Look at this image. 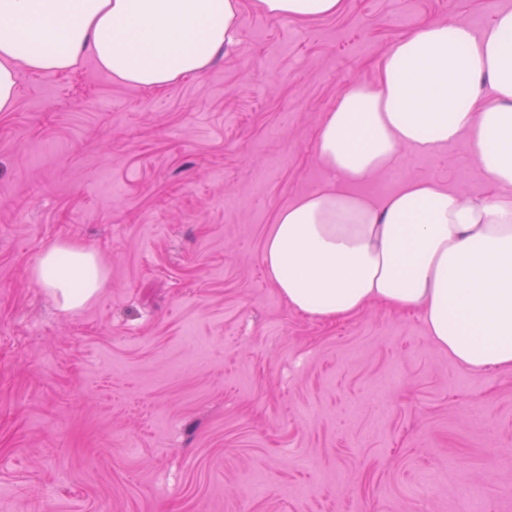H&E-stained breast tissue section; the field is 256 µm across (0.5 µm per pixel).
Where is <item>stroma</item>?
Masks as SVG:
<instances>
[{"instance_id": "35a3bbf8", "label": "stroma", "mask_w": 512, "mask_h": 512, "mask_svg": "<svg viewBox=\"0 0 512 512\" xmlns=\"http://www.w3.org/2000/svg\"><path fill=\"white\" fill-rule=\"evenodd\" d=\"M512 0H343L274 18L164 89L85 60L20 71L0 112V512H512V371L471 373L420 312L289 308L263 244L330 176L320 125L430 22L481 31ZM492 192L460 136L351 185ZM56 243L107 271L60 309L30 271ZM261 484L262 494L251 492Z\"/></svg>"}]
</instances>
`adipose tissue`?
<instances>
[{
	"mask_svg": "<svg viewBox=\"0 0 512 512\" xmlns=\"http://www.w3.org/2000/svg\"><path fill=\"white\" fill-rule=\"evenodd\" d=\"M342 4L259 0L288 19ZM240 19L239 0H0V112L14 109L22 68L58 72L90 59L140 88L203 74ZM463 134L494 195L424 181L379 200L345 189L391 168L400 148L433 154ZM317 148L334 185L282 208L263 247L289 307L328 320L371 301L417 309L464 369L512 370V9L482 32L432 22L397 40L377 81L347 87ZM32 276L70 312L106 280L97 257L69 243L46 250Z\"/></svg>",
	"mask_w": 512,
	"mask_h": 512,
	"instance_id": "obj_1",
	"label": "adipose tissue"
}]
</instances>
